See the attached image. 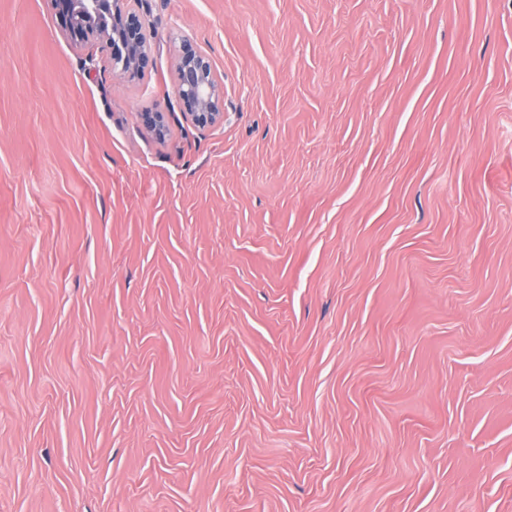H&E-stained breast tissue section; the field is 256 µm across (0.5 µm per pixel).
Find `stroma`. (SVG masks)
<instances>
[{"label": "stroma", "mask_w": 512, "mask_h": 512, "mask_svg": "<svg viewBox=\"0 0 512 512\" xmlns=\"http://www.w3.org/2000/svg\"><path fill=\"white\" fill-rule=\"evenodd\" d=\"M140 11L0 0V512H512V0ZM59 28L73 41L82 42L96 36L111 50L113 74L135 79L152 64L145 38L139 0H51ZM112 14V26L96 27L81 21L80 12L98 14L102 9ZM176 51V93L184 115L199 128L224 121V86L210 58L193 36L185 31L173 33Z\"/></svg>", "instance_id": "obj_1"}]
</instances>
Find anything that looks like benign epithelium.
Listing matches in <instances>:
<instances>
[{
    "instance_id": "7a95c632",
    "label": "benign epithelium",
    "mask_w": 512,
    "mask_h": 512,
    "mask_svg": "<svg viewBox=\"0 0 512 512\" xmlns=\"http://www.w3.org/2000/svg\"><path fill=\"white\" fill-rule=\"evenodd\" d=\"M59 28L73 41L91 36L111 50L113 74L135 79L152 65L151 51L145 38L139 0H51ZM108 9L112 26L97 27L81 21V13H99ZM176 51V93L184 115L199 128L224 122V86L210 58L202 52L193 36L177 31L172 36ZM145 129L157 139L167 134L166 113L142 112Z\"/></svg>"
}]
</instances>
